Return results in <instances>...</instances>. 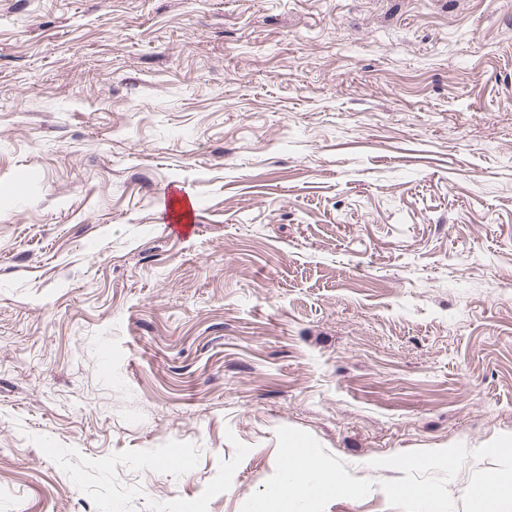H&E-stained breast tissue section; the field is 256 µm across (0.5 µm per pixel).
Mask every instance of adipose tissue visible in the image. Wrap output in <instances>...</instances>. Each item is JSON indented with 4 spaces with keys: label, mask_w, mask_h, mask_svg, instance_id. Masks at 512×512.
I'll return each instance as SVG.
<instances>
[{
    "label": "adipose tissue",
    "mask_w": 512,
    "mask_h": 512,
    "mask_svg": "<svg viewBox=\"0 0 512 512\" xmlns=\"http://www.w3.org/2000/svg\"><path fill=\"white\" fill-rule=\"evenodd\" d=\"M289 473L278 484L277 490L267 493L256 507V512H293L302 501L326 495L338 484L336 476L328 472L307 449L288 450Z\"/></svg>",
    "instance_id": "adipose-tissue-1"
}]
</instances>
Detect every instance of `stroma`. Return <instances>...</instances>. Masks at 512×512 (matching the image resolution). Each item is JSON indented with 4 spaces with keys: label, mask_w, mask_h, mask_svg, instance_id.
Returning a JSON list of instances; mask_svg holds the SVG:
<instances>
[{
    "label": "stroma",
    "mask_w": 512,
    "mask_h": 512,
    "mask_svg": "<svg viewBox=\"0 0 512 512\" xmlns=\"http://www.w3.org/2000/svg\"><path fill=\"white\" fill-rule=\"evenodd\" d=\"M293 439L307 512L512 483V0H0V512H254Z\"/></svg>",
    "instance_id": "35a3bbf8"
}]
</instances>
